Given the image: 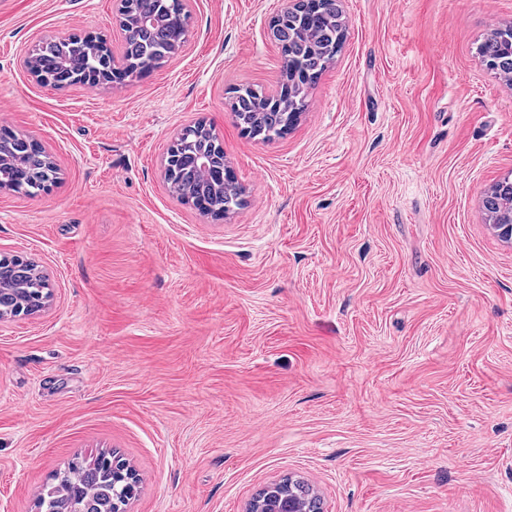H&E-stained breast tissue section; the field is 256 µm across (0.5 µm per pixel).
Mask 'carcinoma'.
<instances>
[{
	"label": "carcinoma",
	"mask_w": 512,
	"mask_h": 512,
	"mask_svg": "<svg viewBox=\"0 0 512 512\" xmlns=\"http://www.w3.org/2000/svg\"><path fill=\"white\" fill-rule=\"evenodd\" d=\"M189 18L184 0H129L118 13L123 33L120 60H115L112 49H104L103 38L75 37L43 43L29 65L42 83L57 88L64 87L65 77L72 75L101 71L110 75L111 82L141 75L157 68L184 43ZM344 32L338 0H323L318 9H295L280 16L272 37L283 50L281 84L271 95L249 87L236 90L233 113L238 125L252 136L262 133L266 140L285 131L297 119L307 88L332 61ZM480 55L495 74L512 82V43L507 34L493 30L480 45ZM0 139L26 156L24 169L11 170V189L34 193L56 179L42 143L8 129L0 132ZM166 163L171 191L196 209L207 204L218 218V209L230 212L241 204L240 187L224 188V151L213 144L206 124L185 127L168 151ZM484 208L492 223H504L506 215H512V180L496 183L485 197ZM4 265L19 266L25 274L17 279L16 292L0 296V306L38 308L43 283L35 274H26L34 262L13 256L4 258ZM123 485L108 463L73 461L55 483L44 488L37 505L42 512H114Z\"/></svg>",
	"instance_id": "carcinoma-1"
}]
</instances>
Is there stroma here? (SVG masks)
I'll return each mask as SVG.
<instances>
[{
	"instance_id": "1",
	"label": "stroma",
	"mask_w": 512,
	"mask_h": 512,
	"mask_svg": "<svg viewBox=\"0 0 512 512\" xmlns=\"http://www.w3.org/2000/svg\"><path fill=\"white\" fill-rule=\"evenodd\" d=\"M186 2L160 68L55 89L26 60L120 50L114 0H0V126L58 167L0 190V254L53 289L0 324V512L103 450L138 476L128 512H245L289 476L324 512H512V243L482 208L512 83L478 53L512 0H340L345 42L269 141L231 98L277 90L286 0ZM198 121L244 190L219 220L163 175Z\"/></svg>"
}]
</instances>
